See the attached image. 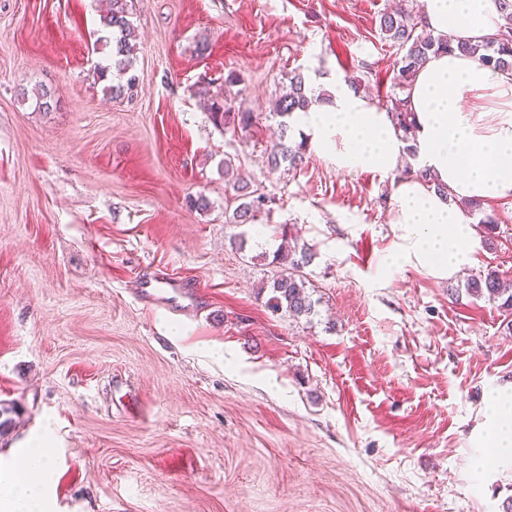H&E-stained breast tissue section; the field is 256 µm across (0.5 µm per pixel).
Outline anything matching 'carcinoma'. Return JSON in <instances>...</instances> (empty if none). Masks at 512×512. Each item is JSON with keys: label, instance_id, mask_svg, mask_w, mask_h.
Listing matches in <instances>:
<instances>
[{"label": "carcinoma", "instance_id": "obj_1", "mask_svg": "<svg viewBox=\"0 0 512 512\" xmlns=\"http://www.w3.org/2000/svg\"><path fill=\"white\" fill-rule=\"evenodd\" d=\"M131 0H108L107 8L100 15L101 25L108 33L106 42L112 44L109 64L99 68L100 78L112 75L118 82L109 87L114 97L129 93L135 87L136 78L131 74L137 52L136 31L130 19ZM501 16L502 24L497 33L481 42H453L443 38H434L424 32L418 16L409 10L408 0H402L394 10L380 16L379 29L386 40L403 52L394 64V89L389 96L387 111L391 114L396 130L400 131L405 141H410L414 129V113L409 110L408 87L413 75L427 61L429 55L438 52L457 51L472 57L481 63L500 70H512V0H494ZM313 103L308 96L302 73L292 72L288 76V86L275 100L273 112L283 119L282 136L273 146L269 164L276 167L282 162L294 167L302 161L305 142L290 141L287 136L286 119L293 114L307 111ZM210 114L215 124L232 125L243 130L254 124L253 113L237 111L231 105V99L213 100ZM242 202L225 216L227 224H253L258 220L267 205L266 197L250 189L248 183L233 184ZM276 257L282 265L280 274L272 284L273 296L270 298L272 308L283 310L294 317L310 315L314 312L315 302L307 291L306 281L301 269L312 259L311 248L305 244L281 247ZM466 290L476 299L485 298L500 302V307L512 310V287L505 284L499 275L489 270L483 274L473 275L467 279Z\"/></svg>", "mask_w": 512, "mask_h": 512}]
</instances>
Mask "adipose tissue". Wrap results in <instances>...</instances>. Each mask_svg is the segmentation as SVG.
Returning a JSON list of instances; mask_svg holds the SVG:
<instances>
[{
	"instance_id": "obj_1",
	"label": "adipose tissue",
	"mask_w": 512,
	"mask_h": 512,
	"mask_svg": "<svg viewBox=\"0 0 512 512\" xmlns=\"http://www.w3.org/2000/svg\"><path fill=\"white\" fill-rule=\"evenodd\" d=\"M422 21L433 35L474 42L501 23L493 0H421ZM415 115L416 159L431 182L395 178L406 153L387 110L336 82L330 100L301 113L314 152L341 170L392 176V222L401 244L390 265H421L437 277L478 265L479 246L465 214L449 196L483 203L512 202V71L481 65L460 53L430 56L409 90ZM485 444L512 453V393L490 396ZM52 478L46 449L0 468V512H39Z\"/></svg>"
}]
</instances>
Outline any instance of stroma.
Returning a JSON list of instances; mask_svg holds the SVG:
<instances>
[{
  "label": "stroma",
  "instance_id": "obj_1",
  "mask_svg": "<svg viewBox=\"0 0 512 512\" xmlns=\"http://www.w3.org/2000/svg\"><path fill=\"white\" fill-rule=\"evenodd\" d=\"M394 4L133 0L138 88L115 99L99 0H0V466L42 438L43 512L512 505V454L484 446L491 392H512V313L465 288L512 279V206L490 236L470 212L481 261L441 279L387 268L390 179L311 150L268 163L289 72L317 93L356 76L385 104ZM205 89L256 126H216ZM237 178L271 199L257 223L224 221ZM285 232L315 252L306 317L267 306ZM161 272L197 288L198 313L138 301Z\"/></svg>",
  "mask_w": 512,
  "mask_h": 512
}]
</instances>
